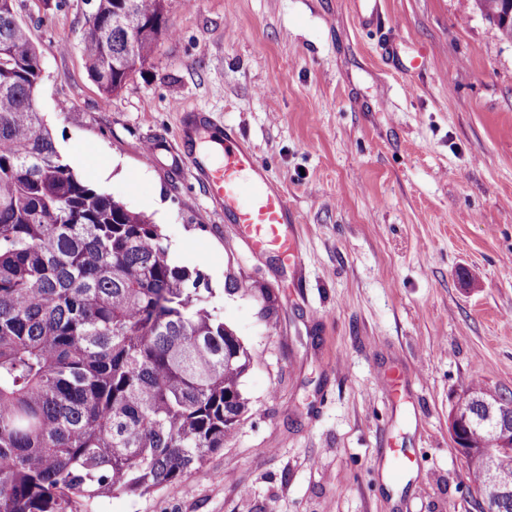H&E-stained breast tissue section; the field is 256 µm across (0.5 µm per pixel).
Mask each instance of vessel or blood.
Listing matches in <instances>:
<instances>
[{
	"instance_id": "b4317fda",
	"label": "vessel or blood",
	"mask_w": 512,
	"mask_h": 512,
	"mask_svg": "<svg viewBox=\"0 0 512 512\" xmlns=\"http://www.w3.org/2000/svg\"><path fill=\"white\" fill-rule=\"evenodd\" d=\"M217 142V156H189L196 178L229 222L243 227L256 250L276 251L289 264H298V224L284 192L265 176L254 153L234 132L224 131Z\"/></svg>"
}]
</instances>
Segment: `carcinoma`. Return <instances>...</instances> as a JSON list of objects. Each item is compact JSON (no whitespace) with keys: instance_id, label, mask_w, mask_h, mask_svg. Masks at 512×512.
I'll return each instance as SVG.
<instances>
[{"instance_id":"1","label":"carcinoma","mask_w":512,"mask_h":512,"mask_svg":"<svg viewBox=\"0 0 512 512\" xmlns=\"http://www.w3.org/2000/svg\"><path fill=\"white\" fill-rule=\"evenodd\" d=\"M168 0H99L80 36L103 102L154 54ZM512 42V0H475ZM42 69L0 0V512H80L202 471L248 411L254 357L158 225L80 180L38 112ZM479 416L503 395L474 384ZM512 477V449L473 471Z\"/></svg>"}]
</instances>
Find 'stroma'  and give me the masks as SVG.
<instances>
[{
  "mask_svg": "<svg viewBox=\"0 0 512 512\" xmlns=\"http://www.w3.org/2000/svg\"><path fill=\"white\" fill-rule=\"evenodd\" d=\"M89 11L17 0L37 108L79 179L203 272L255 361L204 476L83 512H481L448 414L476 382L512 393V43L472 0H170L168 36L106 103ZM186 109L235 129L285 192L298 265L215 210Z\"/></svg>",
  "mask_w": 512,
  "mask_h": 512,
  "instance_id": "1",
  "label": "stroma"
}]
</instances>
